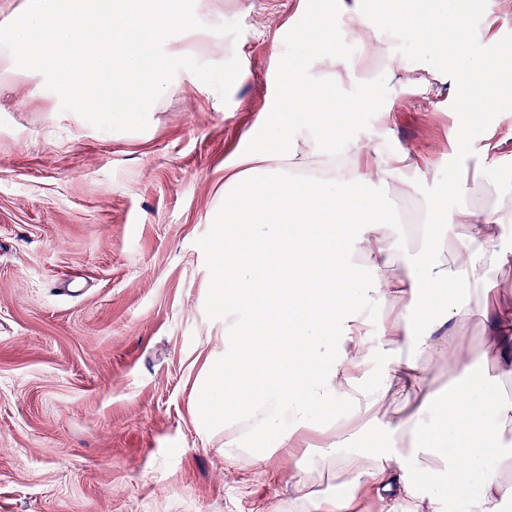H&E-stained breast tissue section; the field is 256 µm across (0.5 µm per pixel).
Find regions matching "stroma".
Wrapping results in <instances>:
<instances>
[{
	"instance_id": "1",
	"label": "stroma",
	"mask_w": 512,
	"mask_h": 512,
	"mask_svg": "<svg viewBox=\"0 0 512 512\" xmlns=\"http://www.w3.org/2000/svg\"><path fill=\"white\" fill-rule=\"evenodd\" d=\"M216 0L239 39L183 35L206 64L238 58L229 101L188 70L141 132L54 112L37 75L0 64V512H287L323 437L263 462L224 455L197 423L196 387L224 356L212 304L211 216L228 206L224 164L252 141L285 65L311 61L295 35L338 0ZM466 50L432 35L402 70L353 75L340 31L339 91L370 86L389 108L353 113L339 143L372 139L415 182L395 206L453 208L455 182L512 187V112L476 124L458 108L467 61L501 62L512 12L476 0Z\"/></svg>"
}]
</instances>
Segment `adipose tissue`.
<instances>
[{
	"label": "adipose tissue",
	"mask_w": 512,
	"mask_h": 512,
	"mask_svg": "<svg viewBox=\"0 0 512 512\" xmlns=\"http://www.w3.org/2000/svg\"><path fill=\"white\" fill-rule=\"evenodd\" d=\"M342 22L313 19L298 32L314 51L313 66L284 70L285 95L259 116L260 143L224 166V193L235 204L218 216L213 262L223 279L213 304L224 315V359L200 388V421L224 433V453L263 461L297 447L320 420L323 442L311 467L300 469L301 493L288 512H352L371 495L383 512H498L512 484V325L488 298L512 267V190L492 182H461L457 203L428 200L417 236L454 238L452 266L396 253L389 202L413 183L390 162L372 157L364 141L339 148L336 128L351 112L390 114L371 95L348 100L327 92L336 62L324 49L337 27L362 33L369 57L401 69L391 51L396 30L367 22L357 0H343ZM414 31L434 33L456 52L470 41L465 15L446 25L412 8ZM501 66L471 60L463 82L481 84L459 109L469 120L501 111ZM400 260L403 273L384 268ZM376 297L392 315L377 337L363 331L361 299ZM486 344L462 331L474 316ZM353 352H337V341ZM496 356L495 373L482 371ZM448 371L455 386L447 404L434 402L431 375ZM413 396L392 416L386 393ZM365 449L344 448V433ZM327 476L345 491L325 497L313 486Z\"/></svg>",
	"instance_id": "obj_1"
}]
</instances>
